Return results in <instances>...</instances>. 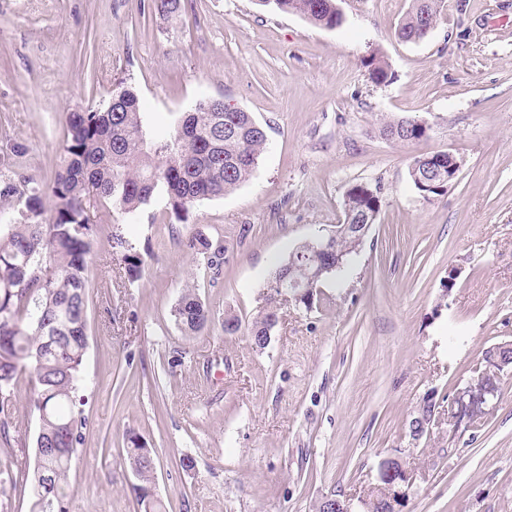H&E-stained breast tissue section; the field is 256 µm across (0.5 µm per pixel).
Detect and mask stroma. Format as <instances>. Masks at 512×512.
Wrapping results in <instances>:
<instances>
[{
	"mask_svg": "<svg viewBox=\"0 0 512 512\" xmlns=\"http://www.w3.org/2000/svg\"><path fill=\"white\" fill-rule=\"evenodd\" d=\"M336 4L343 23L327 29L256 0H185L170 22L152 0H0L11 174L49 184L66 114L121 80L149 132L221 98L268 137L247 182L184 218L161 197L132 217L97 212L70 512H140L132 436L152 450L167 512H317L330 493L366 495L390 459L412 477L400 512H512V374L482 427L448 430L472 367L512 342V0H443L417 43L394 36L411 0ZM374 48L392 72L384 85L362 65ZM384 115L431 129L402 145L380 133ZM441 151L460 171L427 200L409 166ZM356 182L381 188L357 254L312 308L282 306L256 347L247 330L272 270L343 222ZM127 223L144 261L135 279L112 263V227ZM195 238L212 251L191 249ZM186 288L211 310L195 334L173 316ZM228 314L238 335L224 333ZM427 402L433 421L412 436Z\"/></svg>",
	"mask_w": 512,
	"mask_h": 512,
	"instance_id": "stroma-1",
	"label": "stroma"
}]
</instances>
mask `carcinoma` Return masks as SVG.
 Wrapping results in <instances>:
<instances>
[{"label": "carcinoma", "instance_id": "1", "mask_svg": "<svg viewBox=\"0 0 512 512\" xmlns=\"http://www.w3.org/2000/svg\"><path fill=\"white\" fill-rule=\"evenodd\" d=\"M331 0H258L264 7L294 13L310 23L334 28L342 15ZM442 0H412V8L395 28L405 42H419L434 28ZM156 14L173 20L182 0H154ZM368 79L388 83L392 72L381 50L364 59ZM430 126L418 117L383 118L382 134L400 144L419 141ZM267 149L264 128L250 113L216 110L213 100L196 102L182 113L173 130L153 137L145 128L139 100L120 81L108 103L74 110L66 116L63 165L42 188L34 179L3 180L0 198V512H8V492L30 486V512H69L68 476L87 423L77 409L87 350L88 256L97 239L94 211L111 205L133 215L163 194L171 211L186 213L204 200L224 197L253 174ZM431 178L423 179L424 173ZM409 177L425 199L448 189V155H420ZM349 224H372L379 213V188L353 184L344 197ZM112 257L130 277L140 274L142 258L125 235H111ZM360 247L351 236L331 240L332 255L346 260ZM288 275L282 259L267 285L264 304L252 322L253 344L266 326L278 322L283 302L276 280ZM209 308L188 289L174 308L181 329L197 333L208 322ZM34 381L29 402L39 419L48 421L43 447H34L33 471L22 468L11 446L10 425L15 382L21 372ZM127 459L137 474V501L143 512H165L153 487L154 458L137 438H129ZM388 482L368 493V512H392Z\"/></svg>", "mask_w": 512, "mask_h": 512}]
</instances>
